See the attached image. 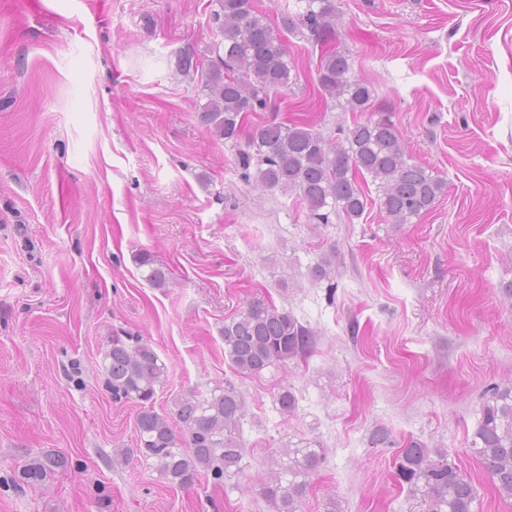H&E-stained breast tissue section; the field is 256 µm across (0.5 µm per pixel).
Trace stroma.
<instances>
[{
  "instance_id": "obj_1",
  "label": "stroma",
  "mask_w": 512,
  "mask_h": 512,
  "mask_svg": "<svg viewBox=\"0 0 512 512\" xmlns=\"http://www.w3.org/2000/svg\"><path fill=\"white\" fill-rule=\"evenodd\" d=\"M337 44L415 162L448 190L413 224L368 207L311 224L296 196L246 179L199 119L211 0H0V512H277L262 494L281 448L326 458L303 512H423L396 477L407 442L471 478L473 512H512L469 448L494 388L512 384V0H336ZM283 39L296 68L272 110L324 134L321 49ZM166 277L148 281L141 254ZM333 262L330 280L310 270ZM261 297L315 334L301 359L238 375L226 318ZM140 336L168 367L154 409L233 384L238 473L169 485L134 447L103 353ZM296 406L282 413L281 390ZM386 428L387 443L374 441ZM69 461L13 487L27 462Z\"/></svg>"
}]
</instances>
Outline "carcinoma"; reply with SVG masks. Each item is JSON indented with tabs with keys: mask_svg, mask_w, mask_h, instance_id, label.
<instances>
[{
	"mask_svg": "<svg viewBox=\"0 0 512 512\" xmlns=\"http://www.w3.org/2000/svg\"><path fill=\"white\" fill-rule=\"evenodd\" d=\"M211 18L221 41L218 61L205 71L207 98L201 120L232 146L245 121L265 110L272 95L292 83V63L281 37L256 0H213ZM283 28L305 33L321 47L318 90L327 102L350 112L371 108L372 89L352 74L346 52L336 47L339 16L336 0H298L294 14L281 15ZM244 170L255 168V182L266 189L296 195L314 224L330 216L352 223L360 219L368 198L359 185L366 177L376 185L379 209L390 224H412L447 192V182L408 156L402 135L389 114L379 111L326 135L302 121H265L248 137L240 153ZM224 355L240 375H257L271 365L305 357L313 347L310 328L273 303L255 298L245 312L224 320ZM107 386L116 402L140 405L135 452L153 461L156 471L180 488L194 485L203 472L219 479L241 469L239 440L243 400L232 384L207 396L179 398L174 414L154 410L166 365L152 345L138 336H115L105 352ZM470 448L503 500L512 501V386L496 389L483 406ZM263 488L277 512H301L308 477L325 452L306 444L284 448ZM68 466V460L45 452L19 472L22 483H42ZM398 479L422 494L425 512H472L476 490L471 480L443 454L412 441L398 454Z\"/></svg>",
	"mask_w": 512,
	"mask_h": 512,
	"instance_id": "cac0c4a2",
	"label": "carcinoma"
}]
</instances>
